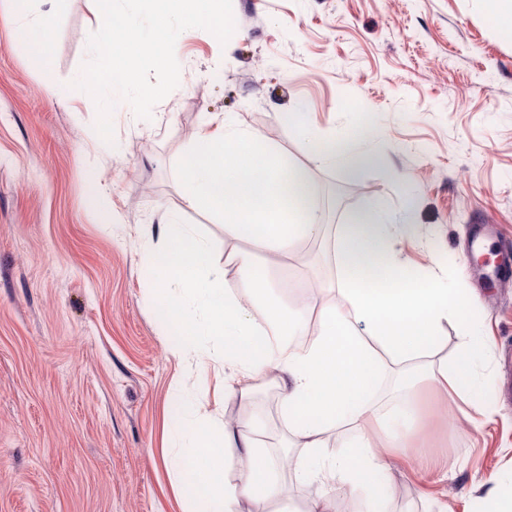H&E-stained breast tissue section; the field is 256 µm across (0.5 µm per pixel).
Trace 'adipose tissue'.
Returning a JSON list of instances; mask_svg holds the SVG:
<instances>
[{
  "label": "adipose tissue",
  "instance_id": "1",
  "mask_svg": "<svg viewBox=\"0 0 512 512\" xmlns=\"http://www.w3.org/2000/svg\"><path fill=\"white\" fill-rule=\"evenodd\" d=\"M363 140L360 134L342 141L313 137L309 145L315 162L355 172L367 161ZM182 170L187 208L223 218L228 232L268 252L286 251L322 229L318 207L304 203L306 174L290 169L278 152L259 148L233 117L209 116L201 122ZM405 230L378 203L342 226L334 247L344 303L324 309L315 338L289 354L274 349L269 338L296 335L304 308L274 294L266 272L242 265L248 286L244 293L230 292L209 242L175 217L157 227L162 248L145 255L160 321L177 338L174 355L195 353L200 373L210 362H223L244 396L270 382L281 390L288 431L306 450L295 462L297 478L317 487L306 512H335L336 499L328 493L332 487L363 496L368 512H388L387 457L401 456L411 467L423 454L412 440L414 403L406 400L385 410L371 397L381 355L397 366L405 392H413L423 380L444 389L479 392L470 360L484 348L471 333L463 335L468 358L456 367L420 371L415 366L434 345L437 326L464 310L468 300L437 274L412 272L398 260L394 244ZM257 308L263 314L259 321L253 315ZM207 337L219 341V350L204 346ZM182 388L179 380L171 386L185 415L182 434L205 477L214 512H242V504L258 506L275 497L274 458L232 426L208 425ZM342 425L356 435L340 454H328L327 440ZM371 425L379 428V441L364 436Z\"/></svg>",
  "mask_w": 512,
  "mask_h": 512
}]
</instances>
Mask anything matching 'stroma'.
Segmentation results:
<instances>
[{
	"label": "stroma",
	"mask_w": 512,
	"mask_h": 512,
	"mask_svg": "<svg viewBox=\"0 0 512 512\" xmlns=\"http://www.w3.org/2000/svg\"><path fill=\"white\" fill-rule=\"evenodd\" d=\"M232 3L228 43L183 31L178 87L148 120L118 102L108 143L95 103L72 86L96 30L93 0H57L44 56L27 33L41 0H0V512H209L175 436L178 377L219 419L245 434L262 424L263 447L296 456L274 385L245 404L225 395L223 368L199 379L192 357L172 355L143 260L160 243L152 228L176 212L218 257L251 256L302 298L312 325L343 303L342 224L376 201L409 226L400 260L471 299L422 365L460 363L470 327L490 345L479 372L495 409L488 421L466 393L422 387L414 440L450 458L448 479L422 482L390 457L389 509L422 512L432 499L471 512L512 474V282L483 288L466 258L473 225L512 236V41L483 0ZM224 114L307 173L323 237L272 254L182 210L180 160L203 118ZM305 128L365 130L368 162L354 176L313 162Z\"/></svg>",
	"instance_id": "stroma-1"
}]
</instances>
